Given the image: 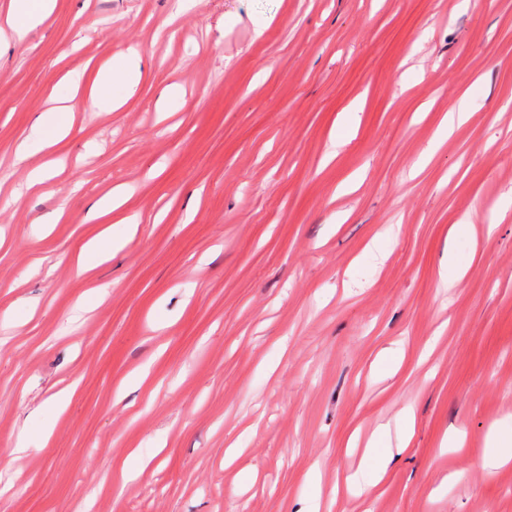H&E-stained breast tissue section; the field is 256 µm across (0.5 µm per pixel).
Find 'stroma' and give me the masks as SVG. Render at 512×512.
<instances>
[{
	"instance_id": "obj_1",
	"label": "stroma",
	"mask_w": 512,
	"mask_h": 512,
	"mask_svg": "<svg viewBox=\"0 0 512 512\" xmlns=\"http://www.w3.org/2000/svg\"><path fill=\"white\" fill-rule=\"evenodd\" d=\"M131 48L134 97L88 106ZM52 95L68 136L17 160ZM106 227L119 250L79 271ZM406 408L408 447L350 491ZM493 430L512 434V0H55L0 45V452L25 448L0 512H512Z\"/></svg>"
}]
</instances>
